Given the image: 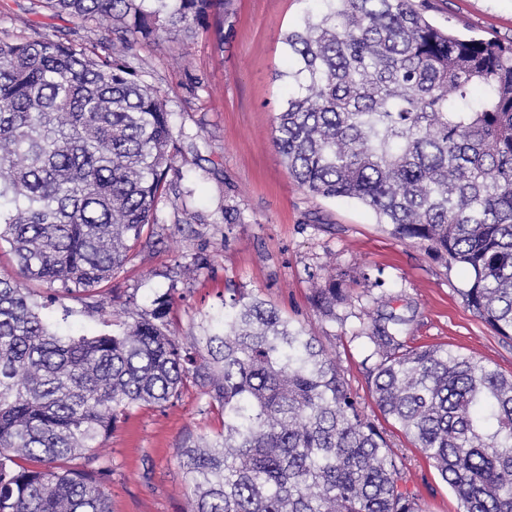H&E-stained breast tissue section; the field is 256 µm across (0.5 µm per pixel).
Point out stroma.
<instances>
[{
    "label": "stroma",
    "mask_w": 512,
    "mask_h": 512,
    "mask_svg": "<svg viewBox=\"0 0 512 512\" xmlns=\"http://www.w3.org/2000/svg\"><path fill=\"white\" fill-rule=\"evenodd\" d=\"M438 27L512 41V0H429ZM29 0H0V39L41 33L91 47L98 32L77 18L28 13ZM315 0H230L219 25L162 32L133 46L140 79L171 114L177 151L168 191L125 266L103 287L105 309L74 293L52 297L30 283L41 315L63 335L112 331L113 313L150 311L173 298L181 340L202 335L232 289L260 296L316 336L363 414L406 456L419 512H460L461 500L432 463L387 421L371 392L364 332L378 307L410 317L408 345L439 344L512 374V340L497 335L463 300L466 275L421 244L393 236L365 205L309 195L277 153L273 117L288 88L283 36ZM336 279L347 299L335 319L311 305L314 289ZM222 429L217 405L186 381L178 400L132 408L101 440L112 465L111 512H186L191 485L179 446Z\"/></svg>",
    "instance_id": "stroma-1"
}]
</instances>
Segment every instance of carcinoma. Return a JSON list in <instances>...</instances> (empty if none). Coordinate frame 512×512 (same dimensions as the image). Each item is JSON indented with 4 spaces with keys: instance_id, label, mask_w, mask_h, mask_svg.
Wrapping results in <instances>:
<instances>
[{
    "instance_id": "carcinoma-1",
    "label": "carcinoma",
    "mask_w": 512,
    "mask_h": 512,
    "mask_svg": "<svg viewBox=\"0 0 512 512\" xmlns=\"http://www.w3.org/2000/svg\"><path fill=\"white\" fill-rule=\"evenodd\" d=\"M230 0H32L113 38L100 51L0 40V512H109L99 439L186 375L223 431L179 448L191 512H416L406 457L367 420L315 337L237 293L182 343L162 298L119 332L63 338L24 282L93 297L153 221L176 151L165 101L127 35L192 31ZM283 43L273 141L311 195L356 199L468 275L461 294L512 338V42L465 37L415 0H321ZM336 280L315 290L331 320ZM394 312L366 333L377 406L455 489L462 512H512V375L441 345L408 348Z\"/></svg>"
}]
</instances>
